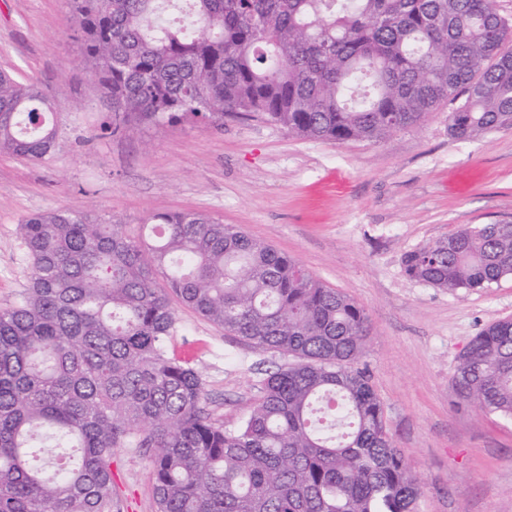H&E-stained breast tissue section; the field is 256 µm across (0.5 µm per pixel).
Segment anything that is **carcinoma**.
I'll return each mask as SVG.
<instances>
[{
	"instance_id": "obj_1",
	"label": "carcinoma",
	"mask_w": 512,
	"mask_h": 512,
	"mask_svg": "<svg viewBox=\"0 0 512 512\" xmlns=\"http://www.w3.org/2000/svg\"><path fill=\"white\" fill-rule=\"evenodd\" d=\"M71 4L113 133L256 115L380 142L446 105L454 138L512 128V21L494 0ZM56 139L47 97L0 71V153L42 160ZM148 227L70 209L22 222L29 282L0 310V512H116V448L153 449L157 512H414L419 482L360 366L364 309L233 225L175 212ZM402 266L435 288H490L512 276V224L466 225ZM171 294L296 359L234 428L203 413L201 375L169 349ZM453 387L512 418V319L473 337Z\"/></svg>"
}]
</instances>
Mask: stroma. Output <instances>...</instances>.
Segmentation results:
<instances>
[{
  "mask_svg": "<svg viewBox=\"0 0 512 512\" xmlns=\"http://www.w3.org/2000/svg\"><path fill=\"white\" fill-rule=\"evenodd\" d=\"M77 37L68 0H0V70L43 91L59 128L44 160L0 154V309L27 284L20 224L32 214L84 210L135 235L163 212L237 226L364 308L363 362L422 485L415 512H512V419L457 405L453 388L471 339L512 319V277L449 292L401 265L461 226L512 222V129L455 139L443 108L381 142L299 137L260 117L112 135L102 130L112 102L86 74ZM173 309L169 346L192 355L205 412L237 426L291 356ZM151 455L115 449L120 512H156Z\"/></svg>",
  "mask_w": 512,
  "mask_h": 512,
  "instance_id": "stroma-1",
  "label": "stroma"
}]
</instances>
